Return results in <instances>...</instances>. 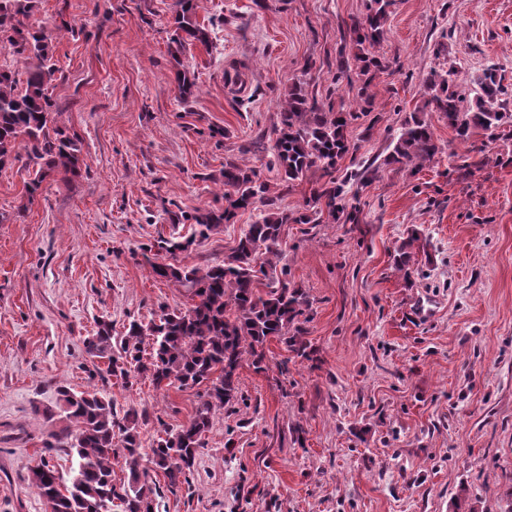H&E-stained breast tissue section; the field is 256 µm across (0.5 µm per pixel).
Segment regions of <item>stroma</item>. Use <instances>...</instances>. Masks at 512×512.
Returning a JSON list of instances; mask_svg holds the SVG:
<instances>
[{"label": "stroma", "instance_id": "1", "mask_svg": "<svg viewBox=\"0 0 512 512\" xmlns=\"http://www.w3.org/2000/svg\"><path fill=\"white\" fill-rule=\"evenodd\" d=\"M367 0H198L212 51L168 50L172 0H35L33 24L60 28L58 123L83 145L79 176L52 174L36 194L21 162L0 169V512H48L29 482L48 459L63 480L78 461L48 451L42 414L57 388L98 391L117 412H146L143 448L193 417L205 385L122 381L84 340L99 322L125 334L191 288L155 276L146 245L193 237L177 261L222 262L253 210L196 236L170 211L223 206L225 158L247 156L262 180L280 95L358 109L360 80L335 83L336 51ZM374 128L350 136L376 178L349 192L359 223L283 225L288 280L308 304L305 356L270 341L263 369L243 358L239 402L216 412L190 488L163 490L156 512H512V138L490 141L483 167L453 166L464 148L427 104L423 78L450 71L468 90L493 67L512 88V0H396L376 48ZM194 71L181 101L178 67ZM240 72L238 84L226 74ZM441 148L418 172L385 164L410 113ZM417 230L408 273L394 250ZM429 302L428 320L410 307Z\"/></svg>", "mask_w": 512, "mask_h": 512}]
</instances>
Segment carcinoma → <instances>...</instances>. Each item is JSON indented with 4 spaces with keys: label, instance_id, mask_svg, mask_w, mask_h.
<instances>
[{
    "label": "carcinoma",
    "instance_id": "1",
    "mask_svg": "<svg viewBox=\"0 0 512 512\" xmlns=\"http://www.w3.org/2000/svg\"><path fill=\"white\" fill-rule=\"evenodd\" d=\"M198 0H176L172 43L173 59L187 44L209 47L208 27L197 19ZM394 0H368L366 15L352 22L350 29L358 47L351 65L344 51L336 57L335 81L351 78V71L365 77L361 96L368 97L369 73L384 71L387 64L372 52L386 35V22ZM34 0H0V48L9 52L13 64L0 66V168L25 160L32 169L26 189L35 194L52 173L75 175L80 170L82 146L57 124L52 90L59 68L55 60L57 35L29 23ZM179 93L193 94L195 81L184 69L176 72ZM429 103L442 115L455 139L469 154L484 152V144L475 139L481 131L494 135L504 126L512 127V112L505 111L506 89L497 69L488 68L475 79L473 96L465 98L455 88L451 73L432 72L426 78ZM366 116L364 112L334 110L308 94L302 83L289 86L282 103L279 124L274 128L271 167L277 168L284 183L292 185L317 175L308 205L315 213L336 220L344 217L350 224L359 222L357 209L346 210L345 200L351 187H365L377 176L370 162H352L338 174L340 162L357 147L351 144L348 130ZM384 159L387 165L414 171L440 153L431 125L418 114L405 120L390 143ZM225 205L222 208L180 212L175 221H194L203 238L231 223L237 211H258L253 223L243 230L236 247L224 261L205 269L170 262H152L161 279L188 286L194 302L184 310H161L158 319L148 324L132 321L119 349L112 345V325L98 323L93 336L85 339L87 352L107 362L106 372L123 381L146 377L156 387L194 386L206 383L204 399L193 418L176 430H164L151 446L150 466H141L140 423L146 418L132 410L123 415L113 409L112 401L96 392L58 390V402L45 409L52 422L64 426L51 433L56 445L68 448L78 457L76 474L70 484L62 483L54 468L41 460L31 469L30 481L47 503L50 512H155L160 486L156 475L167 479V487L189 483L198 451L212 426L216 411L235 403L238 395L236 371L245 355L261 367L263 346L277 340L298 355L305 345L298 341L303 333L306 296L286 279V270H277L269 256L278 254L281 228L288 223L308 224L307 214L294 215L279 206L280 196L270 195L269 184L259 180L256 170L236 159L224 160ZM418 232L413 230L395 251L394 266L408 271V251ZM191 239L162 238L144 251L165 252L171 257L188 251ZM122 448H116L115 439ZM122 451L129 467L128 484L112 483V456Z\"/></svg>",
    "mask_w": 512,
    "mask_h": 512
}]
</instances>
